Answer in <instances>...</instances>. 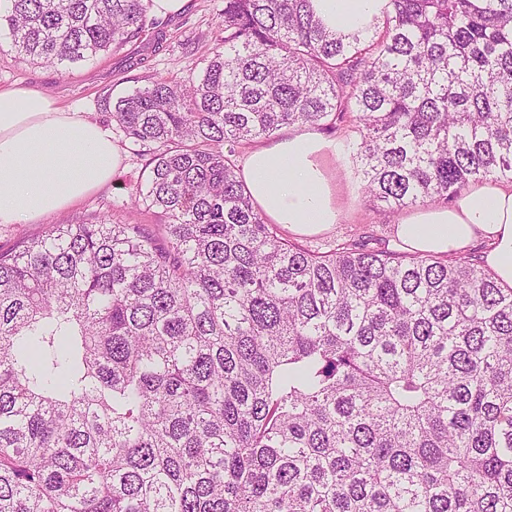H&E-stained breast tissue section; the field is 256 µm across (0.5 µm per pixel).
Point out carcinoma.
<instances>
[{
	"instance_id": "carcinoma-1",
	"label": "carcinoma",
	"mask_w": 512,
	"mask_h": 512,
	"mask_svg": "<svg viewBox=\"0 0 512 512\" xmlns=\"http://www.w3.org/2000/svg\"><path fill=\"white\" fill-rule=\"evenodd\" d=\"M151 0H6L0 36L71 66ZM197 81L103 101L144 224L0 252V512H512V288L480 255L328 252L254 205L233 146L351 130L384 214L512 182V0H224ZM229 150H223L224 146ZM382 0H313L317 16L336 31L361 26L379 14Z\"/></svg>"
}]
</instances>
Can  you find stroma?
<instances>
[{
	"label": "stroma",
	"mask_w": 512,
	"mask_h": 512,
	"mask_svg": "<svg viewBox=\"0 0 512 512\" xmlns=\"http://www.w3.org/2000/svg\"><path fill=\"white\" fill-rule=\"evenodd\" d=\"M223 12L224 0H186L181 12L166 18L164 44L159 51L151 49L154 32L149 29L143 33L141 41L127 44L68 73L49 64L26 61L11 51L5 40H0V87L18 85L44 92L70 111L98 121L111 132L122 156V165L110 183L66 210L33 224L0 225V251L10 250L24 239L44 238L57 224H93L103 218L149 225L161 223L160 214L139 211L133 205L136 189L147 175L145 162L110 113L102 110L101 101L107 95L130 92L157 79L186 82L196 78L197 60L209 56L219 43ZM128 53L143 54L144 64L134 70L124 69L122 61ZM331 140L336 147L332 169L338 186L341 218L322 233L293 235V242L326 252L337 244L371 235L389 250H398L393 219L369 205L350 168L346 134L332 135Z\"/></svg>",
	"instance_id": "1"
}]
</instances>
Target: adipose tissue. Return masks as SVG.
<instances>
[{
    "instance_id": "obj_1",
    "label": "adipose tissue",
    "mask_w": 512,
    "mask_h": 512,
    "mask_svg": "<svg viewBox=\"0 0 512 512\" xmlns=\"http://www.w3.org/2000/svg\"><path fill=\"white\" fill-rule=\"evenodd\" d=\"M332 30L361 26L382 0H313ZM331 142L292 133L247 155L242 177L257 206L274 224L298 234L328 229L340 218L329 169ZM121 163L108 129L24 87L0 88V224H29L65 209L110 182ZM404 249L430 255L465 251L488 241L487 266L512 287V183L486 182L464 190L445 207L400 218Z\"/></svg>"
}]
</instances>
